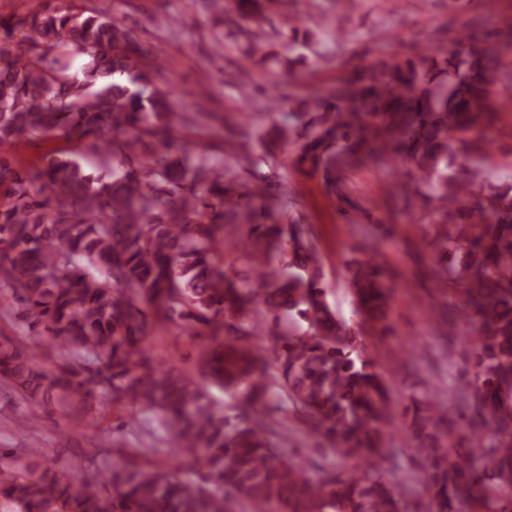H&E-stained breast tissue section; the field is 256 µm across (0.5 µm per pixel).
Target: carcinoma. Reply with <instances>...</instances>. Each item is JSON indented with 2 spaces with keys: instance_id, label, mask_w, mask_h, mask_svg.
<instances>
[{
  "instance_id": "carcinoma-1",
  "label": "carcinoma",
  "mask_w": 512,
  "mask_h": 512,
  "mask_svg": "<svg viewBox=\"0 0 512 512\" xmlns=\"http://www.w3.org/2000/svg\"><path fill=\"white\" fill-rule=\"evenodd\" d=\"M277 3L293 0H238L239 16L255 22ZM511 52L512 29L462 33L449 49L377 60L326 91L271 97L302 121L285 164L339 191L341 158L395 155L433 204L430 223L447 226L437 248L454 260L433 278L458 293L476 343L471 378L448 387L470 410L463 432L435 389L412 390L403 408L424 456L410 481L432 512H512V185L490 178L489 116L475 109L493 86L512 85ZM162 70L96 9L37 2L0 16V307L60 351L48 370L1 337L0 384L89 425L105 387L112 403L152 413L178 459L114 464L105 495L78 458L56 467L35 449L3 453L0 500L13 512H412L376 464L389 387L361 356L363 331L327 300L312 230L269 206L271 185L236 181L231 166L250 162L248 143L214 158L185 138L212 113L179 111ZM22 136L48 143L46 165H19L11 148ZM286 140L288 129L274 128L266 153ZM385 244L366 241L345 264L356 314L382 335L394 285L370 253ZM170 326L207 339L199 376L147 355L152 333ZM202 379L240 395L236 421ZM272 408L291 409L322 441L318 477L288 460V432L269 438Z\"/></svg>"
}]
</instances>
